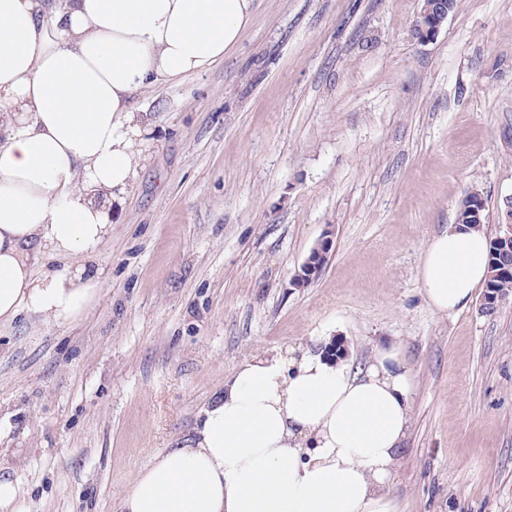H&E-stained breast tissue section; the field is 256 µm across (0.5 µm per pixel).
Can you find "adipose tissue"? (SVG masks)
<instances>
[{"label":"adipose tissue","mask_w":512,"mask_h":512,"mask_svg":"<svg viewBox=\"0 0 512 512\" xmlns=\"http://www.w3.org/2000/svg\"><path fill=\"white\" fill-rule=\"evenodd\" d=\"M255 10V0H0V321L24 310L75 320L97 301L92 264L137 166L134 93L223 60ZM42 251L82 263L37 277ZM488 267L484 230L448 225L422 259L429 306L463 310ZM412 393L396 342L356 371L310 352L253 356L116 512H397L387 488Z\"/></svg>","instance_id":"obj_1"}]
</instances>
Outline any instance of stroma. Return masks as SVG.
I'll use <instances>...</instances> for the list:
<instances>
[{"label": "stroma", "instance_id": "obj_1", "mask_svg": "<svg viewBox=\"0 0 512 512\" xmlns=\"http://www.w3.org/2000/svg\"><path fill=\"white\" fill-rule=\"evenodd\" d=\"M258 0L208 71L137 92L135 175L79 320L0 323V481L16 512H112L246 358L403 341L402 512H512V298L427 304L419 269L463 195L512 197V0ZM328 239L327 262L291 285ZM449 0H419L420 6L412 28V36L427 42L440 32L448 15L453 11Z\"/></svg>", "mask_w": 512, "mask_h": 512}]
</instances>
